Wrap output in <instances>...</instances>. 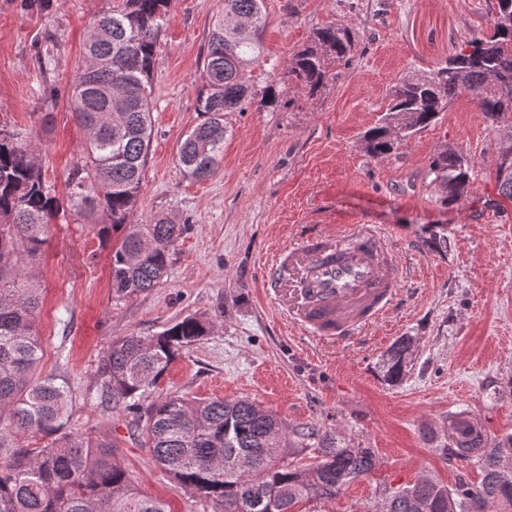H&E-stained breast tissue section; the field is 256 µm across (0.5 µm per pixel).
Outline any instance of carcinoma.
Wrapping results in <instances>:
<instances>
[{
  "instance_id": "1",
  "label": "carcinoma",
  "mask_w": 512,
  "mask_h": 512,
  "mask_svg": "<svg viewBox=\"0 0 512 512\" xmlns=\"http://www.w3.org/2000/svg\"><path fill=\"white\" fill-rule=\"evenodd\" d=\"M169 0H118L88 35L85 61L69 95L84 130L81 167L68 188L72 205L100 212L97 236L110 240L112 288L118 296L144 293L165 276L170 251L188 225L167 218L130 224L142 189L151 137L150 92L158 34ZM265 0H224L203 63L197 111L207 115L179 147L193 177L210 176L224 150V113L241 112L250 94L247 68L261 54ZM492 30L474 36L448 56L451 68L403 78L383 123L363 137L370 156L390 154L400 141L428 126L461 93L472 97L499 135L496 167L500 195L512 201V106L503 107L501 86L512 87V0H497ZM353 42L336 25L316 30L287 64L285 76L312 93L328 77V61L348 62ZM38 147L22 130L0 129V512H169L165 502L134 488L115 459L112 444L68 430L73 397L68 383L31 379L41 345L35 332L40 295L32 261L61 205L36 160ZM427 175L445 191L444 203L467 195L469 166L458 150L436 153ZM214 321L190 315L153 336H124L100 354L96 397L106 410L124 406L130 425L145 438L152 462L175 486L211 506V512H295L304 499L332 500L352 481L372 472L370 448H352L334 431L290 428L244 400L198 401L153 391L187 347L211 335ZM410 336L382 355L389 385L400 383L413 354ZM50 440L28 448L29 437ZM313 441L308 445L307 441ZM312 449L308 465H291L283 449ZM441 455L474 460L481 482L460 480L448 488L429 476L400 488L386 512H512V434L491 440L465 411L448 418Z\"/></svg>"
}]
</instances>
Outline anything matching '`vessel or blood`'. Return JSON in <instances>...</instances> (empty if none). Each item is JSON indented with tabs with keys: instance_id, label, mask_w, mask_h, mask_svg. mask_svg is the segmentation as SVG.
Returning a JSON list of instances; mask_svg holds the SVG:
<instances>
[{
	"instance_id": "b4317fda",
	"label": "vessel or blood",
	"mask_w": 512,
	"mask_h": 512,
	"mask_svg": "<svg viewBox=\"0 0 512 512\" xmlns=\"http://www.w3.org/2000/svg\"><path fill=\"white\" fill-rule=\"evenodd\" d=\"M408 276L384 235L364 230L341 242L322 230L279 250L261 285L294 325L322 341L356 343L393 311Z\"/></svg>"
}]
</instances>
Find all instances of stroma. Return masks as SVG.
I'll return each instance as SVG.
<instances>
[{"instance_id": "obj_1", "label": "stroma", "mask_w": 512, "mask_h": 512, "mask_svg": "<svg viewBox=\"0 0 512 512\" xmlns=\"http://www.w3.org/2000/svg\"><path fill=\"white\" fill-rule=\"evenodd\" d=\"M115 0H0V128H21L38 146L44 179L58 198L80 160L84 133L68 87L93 25ZM224 0H171L151 84L152 134L131 223L156 217L187 223L166 276L151 291L112 290L111 247L90 217L52 219L33 264L42 292L35 319L38 375H60L73 392L70 429L112 442L143 494L171 512H210L175 489L130 428L127 411L99 408L96 361L113 340L152 336L185 316L218 318L211 336L176 358L159 393L190 399H247L287 426L339 432L372 449L377 466L336 499L301 512H374L388 487L428 475L448 487L477 482V465L436 450L450 414L467 410L490 437L512 434V201L499 196V137L474 100L459 95L437 120L383 158L361 142L391 103L399 81L445 66L463 41L489 27L497 0H266L263 51L252 67L245 111L224 115V151L208 178L180 163L181 142L205 119L197 110L203 62ZM348 28V62L307 93L280 83L279 108L262 95L313 32ZM52 47L53 86L39 68ZM461 150L471 167L466 197L444 204L427 175L437 152ZM443 225L448 254L428 249L429 225ZM373 225L412 270L394 314L363 345L325 344L288 325L259 295L262 268L296 237ZM401 336L415 337L396 386L377 363Z\"/></svg>"}]
</instances>
